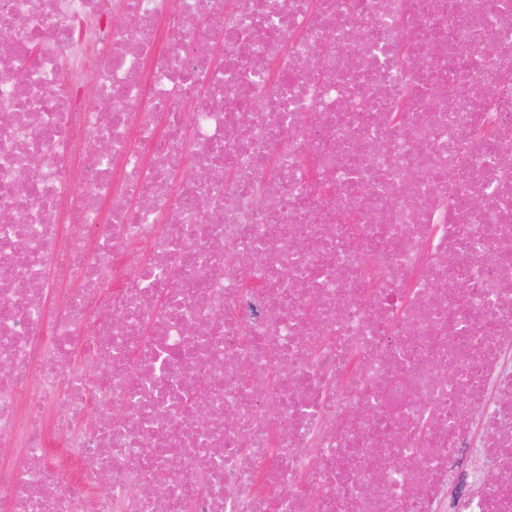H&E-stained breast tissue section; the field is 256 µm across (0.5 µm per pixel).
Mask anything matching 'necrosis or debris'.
<instances>
[{"label": "necrosis or debris", "instance_id": "1", "mask_svg": "<svg viewBox=\"0 0 512 512\" xmlns=\"http://www.w3.org/2000/svg\"><path fill=\"white\" fill-rule=\"evenodd\" d=\"M506 154L512 0H0V512H512Z\"/></svg>", "mask_w": 512, "mask_h": 512}]
</instances>
